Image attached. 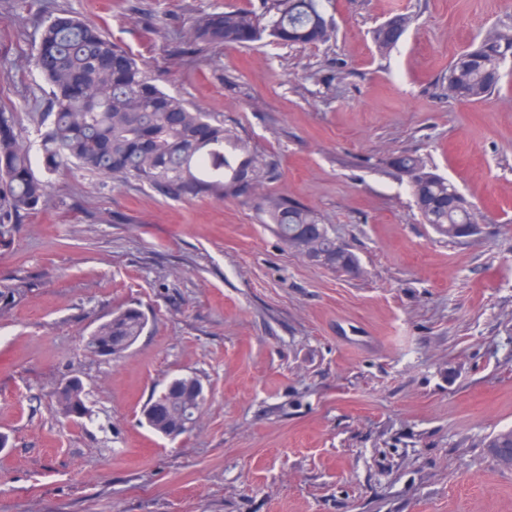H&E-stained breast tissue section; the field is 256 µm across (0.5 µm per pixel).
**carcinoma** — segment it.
Wrapping results in <instances>:
<instances>
[{
  "mask_svg": "<svg viewBox=\"0 0 512 512\" xmlns=\"http://www.w3.org/2000/svg\"><path fill=\"white\" fill-rule=\"evenodd\" d=\"M263 12L224 11L200 15L193 23L191 44L249 46L263 34L288 44H323L331 31L322 0H262ZM406 14H395L373 31L381 50L400 40L393 24L407 29ZM512 51V34L499 31L462 51L448 69V93L477 102L489 98L501 81V60ZM112 62V70L98 67ZM34 64L50 86L51 110L38 121V153L42 172L33 169L31 143L16 113L0 107V244H7L23 216L41 206L51 186L50 176L75 165L122 184L147 186L169 200L197 196L249 198L270 174L268 164L241 146L242 159L225 154L230 143L224 123L189 107L162 90L143 64L123 46L104 37L94 25L62 12L41 23ZM393 166L418 173L409 183L425 223L450 238L475 225L456 188L427 168L416 154L396 157ZM266 213L288 248L312 263L339 273L358 270L359 260L336 247L327 225L308 207L283 197L267 201ZM148 324L138 308L100 323L86 349L108 346L123 354ZM184 376L173 378L149 404L164 403L162 420L182 433L191 431L190 418L203 400L190 402L176 394L185 389ZM488 447L499 465L512 469V428L494 434Z\"/></svg>",
  "mask_w": 512,
  "mask_h": 512,
  "instance_id": "1",
  "label": "carcinoma"
}]
</instances>
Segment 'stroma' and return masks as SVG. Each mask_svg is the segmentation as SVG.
<instances>
[{"instance_id":"obj_1","label":"stroma","mask_w":512,"mask_h":512,"mask_svg":"<svg viewBox=\"0 0 512 512\" xmlns=\"http://www.w3.org/2000/svg\"><path fill=\"white\" fill-rule=\"evenodd\" d=\"M261 0H0V104L35 133L50 98L40 24L71 11L266 159L251 201H170L70 166L0 246V512H512L483 445L512 428V69L499 94H448L453 59L512 27V0H334L319 46L262 39L182 54L194 17ZM412 21L391 50L373 29ZM476 212L456 241L422 223L403 152ZM313 209L354 275L291 252L264 196ZM148 319L120 358L84 349L112 311ZM199 377L176 439L142 422ZM72 377L87 414L55 393ZM184 377L186 376L181 375L174 377L166 387L146 405L151 406L154 403L157 405L165 400L163 413L161 414L162 421H167L168 425L174 429L182 428L181 435L191 431L193 426L188 427V422L191 420V417H196V415L199 414L205 399L202 388L196 390L201 399L194 402H188L189 400L182 397V393L179 395L174 394L179 389H185L186 380Z\"/></svg>"}]
</instances>
